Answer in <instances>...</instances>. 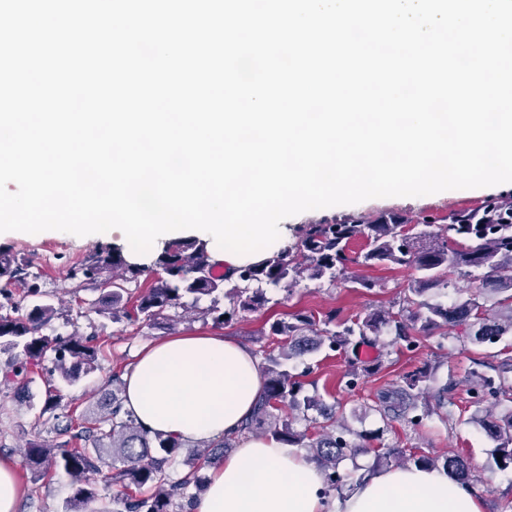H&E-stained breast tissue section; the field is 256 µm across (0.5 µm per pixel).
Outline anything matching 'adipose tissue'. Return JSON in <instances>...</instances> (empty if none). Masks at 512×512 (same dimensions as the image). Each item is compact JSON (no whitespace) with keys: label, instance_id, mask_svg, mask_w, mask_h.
I'll list each match as a JSON object with an SVG mask.
<instances>
[{"label":"adipose tissue","instance_id":"adipose-tissue-1","mask_svg":"<svg viewBox=\"0 0 512 512\" xmlns=\"http://www.w3.org/2000/svg\"><path fill=\"white\" fill-rule=\"evenodd\" d=\"M122 381L123 405L146 431L198 443L238 432L264 386L253 352L219 332L149 345ZM192 512H483V501L421 466L380 469L343 496L328 494L302 450L252 435L212 467Z\"/></svg>","mask_w":512,"mask_h":512}]
</instances>
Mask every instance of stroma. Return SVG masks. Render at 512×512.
<instances>
[{
	"label": "stroma",
	"mask_w": 512,
	"mask_h": 512,
	"mask_svg": "<svg viewBox=\"0 0 512 512\" xmlns=\"http://www.w3.org/2000/svg\"><path fill=\"white\" fill-rule=\"evenodd\" d=\"M492 197L512 198V183L448 190L422 197L374 198L354 205L309 210L287 218L288 239L296 241L303 225L321 224L344 214L415 216L428 212L443 216L452 209ZM104 242L112 246L116 239L111 236ZM104 242L53 231L0 233V254L26 260L42 290L49 293L51 303L59 310L58 316L44 328V335L65 336L77 329L84 334L96 333L104 344L97 369L62 388L68 410L77 419L96 412L106 376L129 368L143 346L172 334L180 336L212 329L211 321L199 318L181 320L169 331L116 322L108 315L92 311L90 305L100 295L98 285L87 283L74 288L67 278V267ZM351 273V282L334 287L303 282L289 293L269 291L270 301L261 311L224 325L223 333L253 348L267 322L289 314L307 312L320 316L333 310L340 318L352 319L372 308L388 310L397 307L411 278L410 271L386 265L357 266ZM364 279L372 281V288L361 287ZM363 350L358 346L343 353L324 348L294 358L290 365L294 372L303 374L306 394L319 395L327 404L335 405L337 415L346 418L351 429L378 431L383 444L414 448L432 456L448 452L467 456L475 475L473 488L484 502V512H512V468L502 470L495 466L491 457L495 443L477 422L486 410H493L497 415L511 410L512 402L504 400L488 405L472 393L470 382L480 362L495 365L512 357V333L494 345H475L456 329L443 341L435 335L421 337L412 350L406 349L394 334L387 333L368 349L373 360L382 363V370L356 386H348L344 372L350 362H362ZM427 361L436 368L434 388L452 385L450 405L435 410L415 429L397 421L384 422L372 409L379 392L405 371ZM44 400L42 382H33L22 389L0 384V458L9 457L18 462L17 474L25 487L18 512H65L72 494L65 475H56L50 481L38 480L21 467V451L27 440L36 437L51 443L56 440L51 422L41 415Z\"/></svg>",
	"instance_id": "1"
}]
</instances>
